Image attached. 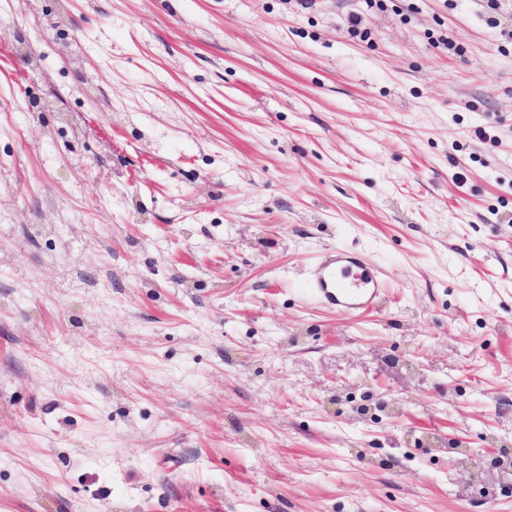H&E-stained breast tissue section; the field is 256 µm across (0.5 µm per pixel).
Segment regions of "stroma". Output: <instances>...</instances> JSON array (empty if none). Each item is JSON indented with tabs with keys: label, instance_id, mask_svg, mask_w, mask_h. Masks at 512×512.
<instances>
[{
	"label": "stroma",
	"instance_id": "1",
	"mask_svg": "<svg viewBox=\"0 0 512 512\" xmlns=\"http://www.w3.org/2000/svg\"><path fill=\"white\" fill-rule=\"evenodd\" d=\"M487 448L512 0H0V512H512ZM308 286L326 307L348 314L370 311L384 291L364 257L343 249L325 253L312 269Z\"/></svg>",
	"mask_w": 512,
	"mask_h": 512
}]
</instances>
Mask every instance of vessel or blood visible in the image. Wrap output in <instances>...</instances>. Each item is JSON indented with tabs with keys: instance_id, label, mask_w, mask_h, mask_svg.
<instances>
[{
	"instance_id": "vessel-or-blood-1",
	"label": "vessel or blood",
	"mask_w": 512,
	"mask_h": 512,
	"mask_svg": "<svg viewBox=\"0 0 512 512\" xmlns=\"http://www.w3.org/2000/svg\"><path fill=\"white\" fill-rule=\"evenodd\" d=\"M309 286L326 307L348 314L370 311L383 291L364 257L343 249L325 253L311 272Z\"/></svg>"
}]
</instances>
